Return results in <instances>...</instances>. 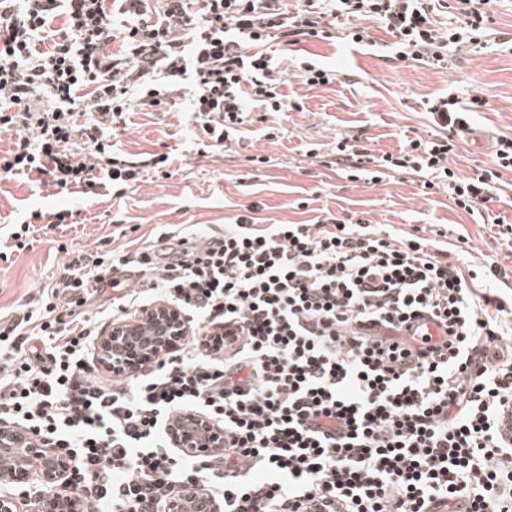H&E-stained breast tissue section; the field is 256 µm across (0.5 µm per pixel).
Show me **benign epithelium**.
I'll list each match as a JSON object with an SVG mask.
<instances>
[{"instance_id": "benign-epithelium-1", "label": "benign epithelium", "mask_w": 512, "mask_h": 512, "mask_svg": "<svg viewBox=\"0 0 512 512\" xmlns=\"http://www.w3.org/2000/svg\"><path fill=\"white\" fill-rule=\"evenodd\" d=\"M188 331L181 311L158 302L145 308L136 319L120 321L100 337L97 358L106 369L133 372L149 362L158 352L176 349ZM196 428L174 425L170 435L176 447L189 455L210 453L224 447V435L211 428L208 420L195 418ZM0 449L13 454L15 465L0 471V482L22 486L34 476L51 485L73 468L65 455L45 448L30 430L19 426H0ZM38 512H80L78 501L47 495L38 502ZM167 512H221V506L209 496L186 488L168 502Z\"/></svg>"}]
</instances>
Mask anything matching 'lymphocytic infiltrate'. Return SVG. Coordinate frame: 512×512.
<instances>
[{
    "label": "lymphocytic infiltrate",
    "instance_id": "lymphocytic-infiltrate-1",
    "mask_svg": "<svg viewBox=\"0 0 512 512\" xmlns=\"http://www.w3.org/2000/svg\"><path fill=\"white\" fill-rule=\"evenodd\" d=\"M0 0V134L12 147L0 174L83 197L142 182L169 154L135 160L106 129L131 109L185 96L200 135L233 140L246 114L293 110L268 44L341 36L370 44L369 23L392 35L394 58L441 66L452 49L486 48L493 0H455L459 24L436 26L432 0ZM120 41L113 53L107 46ZM480 95L428 103L437 134L379 156L337 138L338 170L381 182L405 170L446 187L472 213L512 173V138L495 167L469 176L449 165ZM31 213L0 241V260L26 250ZM158 245L74 252L66 271L22 313L0 317V424L20 425L74 469L29 495L56 494L93 512H165L184 485L222 512H512V299L498 261L473 269L419 236L364 221L271 224L239 216L199 241L162 232ZM136 270V287L116 274ZM112 319L158 301L189 333L139 373L106 384L95 366L99 314ZM431 316L444 339L410 343ZM385 332L378 345L375 331ZM193 409L224 430V445L191 457L167 435Z\"/></svg>",
    "mask_w": 512,
    "mask_h": 512
}]
</instances>
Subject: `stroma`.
<instances>
[{"label":"stroma","instance_id":"stroma-1","mask_svg":"<svg viewBox=\"0 0 512 512\" xmlns=\"http://www.w3.org/2000/svg\"><path fill=\"white\" fill-rule=\"evenodd\" d=\"M373 46L304 38L289 46L288 57L315 60L334 70L336 80L308 87L292 76L280 93L302 101L288 115L253 112L230 150L203 148L185 100L128 113L113 131L117 149L132 155L170 153L166 173H150L123 197L84 200L66 190L38 189L21 177L0 176V237L36 210H69L74 225L45 227L32 248L0 261V314L18 313L40 299L52 278L61 276L68 249L107 252L128 241L154 242L160 232L194 228L223 231L246 208L258 206L266 224H314L333 216L361 218L407 236L447 245L450 254L477 263L501 257L496 219L512 224V173H505L499 199L482 214L457 208L444 190L425 193L417 175L394 172L380 183L353 180L308 156L310 145H329L338 136L357 137L369 153H399L407 137L432 130L428 99L448 93L467 98L480 92L485 101L472 117L474 130L489 146L459 141L450 167L459 174L491 168L493 142L512 138V52L491 47L475 53L454 51L443 68L392 58L384 46L393 37L380 24L370 26ZM125 235H116L117 226Z\"/></svg>","mask_w":512,"mask_h":512}]
</instances>
